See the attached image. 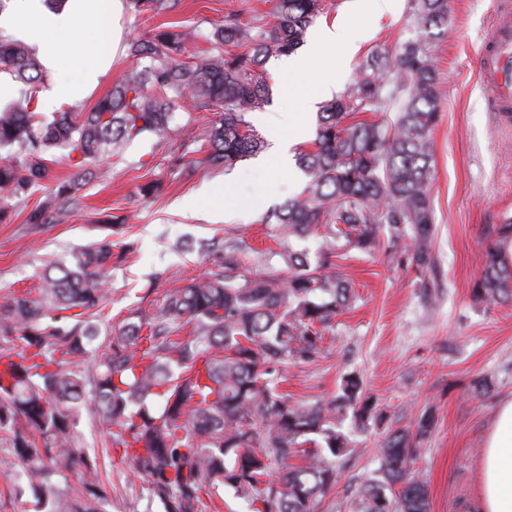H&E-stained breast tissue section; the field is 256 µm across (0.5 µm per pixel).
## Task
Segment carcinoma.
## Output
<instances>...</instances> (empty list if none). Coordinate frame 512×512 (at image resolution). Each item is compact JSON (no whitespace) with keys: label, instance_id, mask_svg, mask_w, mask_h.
Listing matches in <instances>:
<instances>
[{"label":"carcinoma","instance_id":"obj_1","mask_svg":"<svg viewBox=\"0 0 512 512\" xmlns=\"http://www.w3.org/2000/svg\"><path fill=\"white\" fill-rule=\"evenodd\" d=\"M179 2L127 6L150 20ZM325 10V0H274L270 19L249 23L230 12L211 32V50L190 65L178 54L193 31L152 29L127 41L132 66L106 96L87 112L71 106L50 119L33 110L45 81L39 60L26 43L1 35L0 72L16 83L18 99L0 109V190L17 198L41 187L26 223L58 222L80 204L81 183L109 175L110 159L144 135L172 146L188 173L236 166L263 148L249 117L271 103L272 88L257 68L298 53ZM412 17L421 29L441 30L448 0H412ZM400 97L399 112L387 118L388 103ZM442 100L427 43L405 42L395 55L374 51L317 113L312 146L296 158L306 187L267 216L283 239L319 237L315 254L278 252L287 273L261 272L226 230L221 269L168 292L146 324L109 334L87 369L80 364L98 336L91 319L103 307L112 242L45 269L38 298L0 300V430L13 432L14 455L41 512H106L97 458L77 446L78 411L89 395L109 448L121 449L166 512H208L224 487L246 497L252 512H314L339 481L336 461L351 450L336 426L348 410L359 429L384 427L380 467L353 512H431L427 483L414 468L434 426L431 412L412 430L385 426V409L354 373L333 399L310 404L290 400L278 384L288 364L319 357L349 306L353 285L340 264L348 252L383 246L408 260L423 288L435 281L431 131ZM204 112L214 119L191 150ZM62 146L71 175L55 180L50 163ZM508 236L512 218L491 228L486 266L472 288L488 304L512 303V263L499 248ZM70 475L80 480L75 492L54 481Z\"/></svg>","mask_w":512,"mask_h":512}]
</instances>
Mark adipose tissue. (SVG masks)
I'll return each instance as SVG.
<instances>
[{
    "label": "adipose tissue",
    "instance_id": "ef3b65f1",
    "mask_svg": "<svg viewBox=\"0 0 512 512\" xmlns=\"http://www.w3.org/2000/svg\"><path fill=\"white\" fill-rule=\"evenodd\" d=\"M124 0H9L0 34L20 35L35 52L47 81L40 99L67 108L87 100L108 76L123 46ZM86 57L74 76L73 55ZM474 512H512V396L501 400L480 462Z\"/></svg>",
    "mask_w": 512,
    "mask_h": 512
}]
</instances>
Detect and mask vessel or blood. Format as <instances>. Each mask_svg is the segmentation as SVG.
Returning a JSON list of instances; mask_svg holds the SVG:
<instances>
[{
    "label": "vessel or blood",
    "instance_id": "vessel-or-blood-1",
    "mask_svg": "<svg viewBox=\"0 0 512 512\" xmlns=\"http://www.w3.org/2000/svg\"><path fill=\"white\" fill-rule=\"evenodd\" d=\"M478 70L495 105L512 108V0H499L497 4L496 27L480 49Z\"/></svg>",
    "mask_w": 512,
    "mask_h": 512
}]
</instances>
